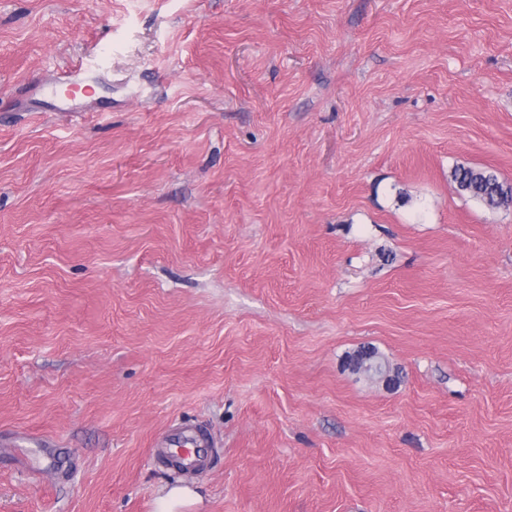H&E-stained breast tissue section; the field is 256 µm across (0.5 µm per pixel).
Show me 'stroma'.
Instances as JSON below:
<instances>
[{
  "label": "stroma",
  "mask_w": 512,
  "mask_h": 512,
  "mask_svg": "<svg viewBox=\"0 0 512 512\" xmlns=\"http://www.w3.org/2000/svg\"><path fill=\"white\" fill-rule=\"evenodd\" d=\"M458 166L512 184V0H0V512H512V209ZM92 77L89 75V72L86 68L83 67V65H80L77 67L74 71L71 72V74L67 77L66 80L55 83L51 86L42 85V84H36L34 85L35 90L39 92H44L51 97L61 101V102H67L69 100H72L76 98L74 95L73 97H69L65 94V96H62L61 90H60V84H67L70 88H80L82 85H84V89H89L91 86L89 83H92ZM456 189L492 209L512 207V185L487 168L458 166L451 173ZM349 365L351 368H362L370 371L378 379L391 384L390 371L385 367V363L381 362L376 352L372 349H363L357 351L349 359ZM204 436L196 428L175 429L163 448H154V453L162 452L174 460L177 468L185 473H200L207 465V455L203 451Z\"/></svg>",
  "instance_id": "1"
}]
</instances>
